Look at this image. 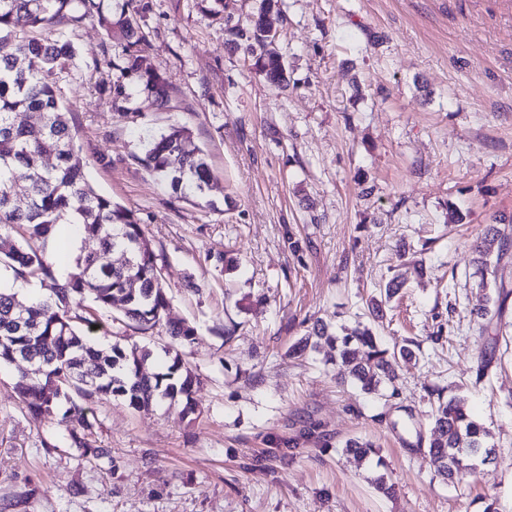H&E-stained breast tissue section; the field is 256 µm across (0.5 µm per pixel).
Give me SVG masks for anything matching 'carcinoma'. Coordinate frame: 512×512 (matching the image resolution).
I'll return each instance as SVG.
<instances>
[{"mask_svg":"<svg viewBox=\"0 0 512 512\" xmlns=\"http://www.w3.org/2000/svg\"><path fill=\"white\" fill-rule=\"evenodd\" d=\"M139 0H124L118 12L103 11L101 0H0V43L11 51L0 53V271L13 279L38 281L46 295L37 300L18 297L9 282L0 284V336L15 340V354L0 349V365L26 357L36 359L40 374L18 371L14 389L28 413L37 418L59 411L60 422L76 420L82 431L69 432L70 446L84 449L97 459L109 457L106 448H93L84 431L91 429L88 415L97 400L118 398L135 411L147 410L169 399L183 404L186 415L197 411L193 397L196 376L178 347L195 342L197 331L186 322L164 320L169 301L162 284L158 255L132 211L101 195L89 183L77 154L75 134L55 87L42 82L40 70H66L74 64L72 43L56 36V27L67 21L80 23L95 14L110 38L121 40V50L110 61L120 80L109 94L112 104L124 109L131 94L124 80L136 78L155 96L159 105L170 102L168 83L147 55L145 34L134 27L140 15ZM279 10V0H260L245 26L226 28L229 42L247 46L252 66L268 82H288L282 55L267 49L263 21ZM18 112L31 113L26 124L15 122ZM54 156L50 168L43 159ZM145 166L167 182L178 198L200 196L209 185L211 171L204 151L183 127L153 138ZM25 207L15 204L18 194ZM60 224H71L83 239L98 243L97 251H79L66 280L57 274L45 249H26L21 241L50 239ZM115 256L100 262V254ZM474 276L485 291V304L470 310L475 331L484 336L508 324L505 303L512 295L507 269L512 267V222L499 219L488 224L474 246ZM406 284L397 275L381 286L380 298L371 299L373 320L383 319V304L390 302ZM121 321L138 333L152 336L164 329L172 340L165 349L161 371L142 375L152 356L147 347L127 348L94 335V325L112 314L115 303ZM326 340L336 350L337 374L368 395H398L395 385L401 361L414 356L410 344L383 347L373 327L357 325L333 335L329 326L316 322L292 349L303 357ZM493 344L481 351L476 382H482L494 363ZM445 390H428L434 399L428 455L435 471L446 481L458 478L463 459L475 449L488 460L494 449L486 445L488 430L461 400L444 397ZM345 451L360 461L373 459L374 444L365 439L346 441Z\"/></svg>","mask_w":512,"mask_h":512,"instance_id":"obj_1","label":"carcinoma"}]
</instances>
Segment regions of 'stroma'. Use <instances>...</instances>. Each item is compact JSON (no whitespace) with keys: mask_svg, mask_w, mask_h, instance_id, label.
<instances>
[{"mask_svg":"<svg viewBox=\"0 0 512 512\" xmlns=\"http://www.w3.org/2000/svg\"><path fill=\"white\" fill-rule=\"evenodd\" d=\"M142 2L169 108L137 84L131 110L113 108L119 47L92 18L64 28L77 66L40 78L70 110L89 182L143 225L168 319L197 330L181 354L201 414L95 403L89 441L110 451L97 460L69 447L58 414L29 416L2 365L0 512H512V332L476 382L486 339L469 317L482 301L471 246L512 217V0H282L284 89L225 43V19L246 22L260 0L221 14L212 0ZM174 125L207 155L202 199L174 200L140 163ZM406 248L426 274L379 330L384 344L420 345L397 370L398 397L338 383L328 344L289 357L304 319L355 326ZM226 252L239 261L229 275ZM437 385L496 448L455 486L427 455ZM355 437L380 462L346 454ZM380 471L394 496L375 489Z\"/></svg>","mask_w":512,"mask_h":512,"instance_id":"35a3bbf8","label":"stroma"}]
</instances>
